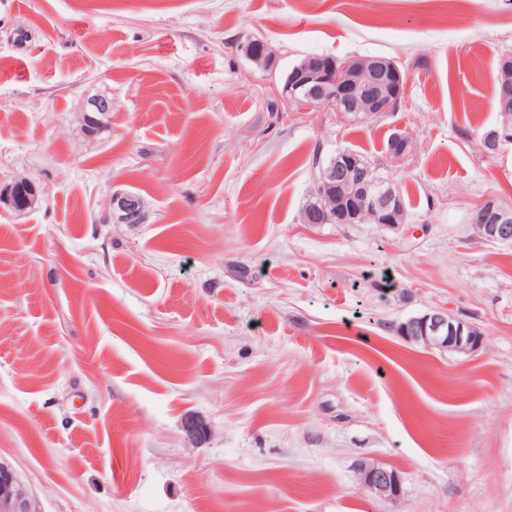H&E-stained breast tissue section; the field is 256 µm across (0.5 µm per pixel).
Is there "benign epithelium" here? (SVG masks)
<instances>
[{"mask_svg": "<svg viewBox=\"0 0 512 512\" xmlns=\"http://www.w3.org/2000/svg\"><path fill=\"white\" fill-rule=\"evenodd\" d=\"M410 77L397 64L385 57L349 60L338 66L313 57L288 72L281 95L301 106L319 107L326 103L338 112H362L366 115L388 112L407 94ZM501 114L504 125L512 120V81L505 78L500 85ZM87 130L93 132L106 123L112 113V101L101 95L87 98L81 105ZM317 202L303 212V223L362 224L371 221L391 227L403 223L405 211L391 190L368 178L361 159L353 153L342 152L333 164L320 171L317 178ZM26 202L17 204L12 187L0 189V203L23 211L36 207L45 190L32 180L26 181ZM111 205L132 218H143L141 199L129 194L116 195ZM483 224L475 237L512 241V210L493 199L478 206ZM406 340L427 348L458 353H472L481 340L465 334L462 322L448 317V310L433 308L400 322ZM360 484L374 499L397 505L401 480L375 461L364 463L360 469ZM0 512H38L22 482L7 466L0 465Z\"/></svg>", "mask_w": 512, "mask_h": 512, "instance_id": "7a95c632", "label": "benign epithelium"}]
</instances>
